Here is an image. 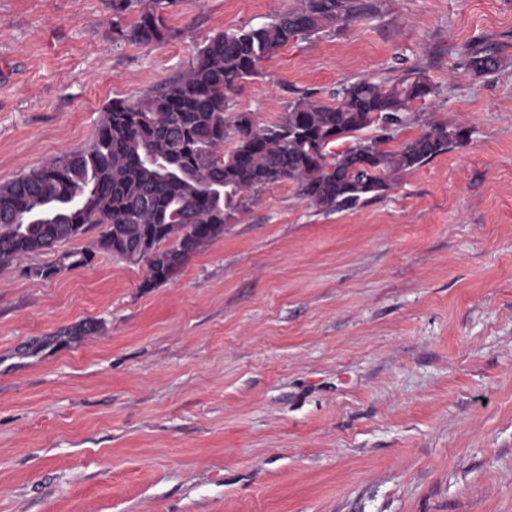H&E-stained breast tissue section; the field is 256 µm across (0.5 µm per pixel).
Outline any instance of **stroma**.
Returning a JSON list of instances; mask_svg holds the SVG:
<instances>
[{
    "instance_id": "stroma-1",
    "label": "stroma",
    "mask_w": 512,
    "mask_h": 512,
    "mask_svg": "<svg viewBox=\"0 0 512 512\" xmlns=\"http://www.w3.org/2000/svg\"><path fill=\"white\" fill-rule=\"evenodd\" d=\"M148 2L0 0V183L300 0H173L162 41L130 42ZM362 2L231 112L417 72L434 92L395 144H467L333 212L269 186L154 288L106 253L0 270V512H512V0Z\"/></svg>"
}]
</instances>
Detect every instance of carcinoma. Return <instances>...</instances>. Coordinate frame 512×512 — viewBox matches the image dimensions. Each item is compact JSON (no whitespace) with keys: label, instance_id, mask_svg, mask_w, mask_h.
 <instances>
[{"label":"carcinoma","instance_id":"1","mask_svg":"<svg viewBox=\"0 0 512 512\" xmlns=\"http://www.w3.org/2000/svg\"><path fill=\"white\" fill-rule=\"evenodd\" d=\"M168 2L153 0L125 38L161 41L159 9ZM362 14L358 0H301L261 27L208 38L164 87L140 99L112 100L87 146L0 184V268L18 266L99 224L96 248L67 254L69 265L85 266L98 251L143 262V287L152 288L223 235L221 227L239 205L270 185L293 181L321 211L353 207L465 144L466 130L442 123L397 149L389 147V133L356 136L373 125L401 124L412 102L434 93L423 76L388 85L358 81L344 87L334 105L300 99L264 127L246 113L226 115L227 94L255 76L278 48ZM231 134L236 144L226 155L221 148ZM345 138L352 139L348 147L327 152ZM357 155L367 166H354ZM164 242L170 246L162 249Z\"/></svg>","mask_w":512,"mask_h":512}]
</instances>
